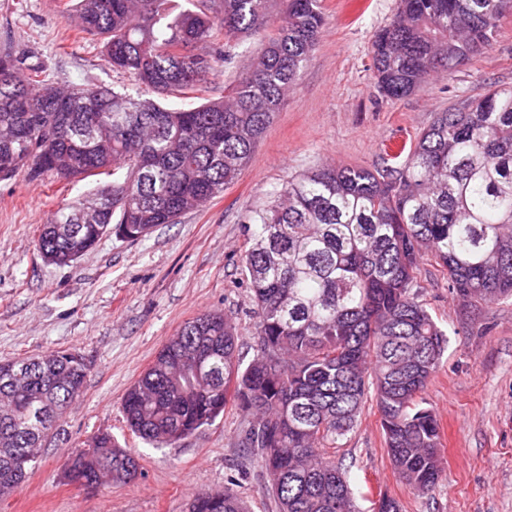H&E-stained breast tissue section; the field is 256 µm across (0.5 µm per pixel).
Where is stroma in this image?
Instances as JSON below:
<instances>
[{
    "instance_id": "obj_1",
    "label": "stroma",
    "mask_w": 512,
    "mask_h": 512,
    "mask_svg": "<svg viewBox=\"0 0 512 512\" xmlns=\"http://www.w3.org/2000/svg\"><path fill=\"white\" fill-rule=\"evenodd\" d=\"M64 0H0V50L35 53L61 85H112L101 45L61 13ZM326 25L237 182L145 238L116 234L66 266L42 260L35 242L55 212L92 190L95 179L0 181V359L79 352L89 366L81 397L57 421L22 488L0 512H189L202 492L233 487L252 512H278L259 464L241 451L248 420L234 406L170 446L153 447L126 426L122 399L171 336L213 309L232 316L239 352L251 360L255 319L242 273L244 217L289 177L317 166L376 168L392 143L414 142L439 113L487 89L512 87V15L491 46L411 95L375 87L370 47L398 0H321ZM265 39L238 47L199 99L223 95ZM422 298L448 348L422 394L442 428L443 471L421 495L399 481L380 415L367 400L336 457L349 469L361 512L379 493L402 512H512V299L464 308L432 256L420 261ZM111 433L134 451L141 473L94 490L64 476V462L94 435Z\"/></svg>"
}]
</instances>
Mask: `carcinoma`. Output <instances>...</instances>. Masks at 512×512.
Returning a JSON list of instances; mask_svg holds the SVG:
<instances>
[{
	"label": "carcinoma",
	"instance_id": "cac0c4a2",
	"mask_svg": "<svg viewBox=\"0 0 512 512\" xmlns=\"http://www.w3.org/2000/svg\"><path fill=\"white\" fill-rule=\"evenodd\" d=\"M512 0H399L371 42L378 91L412 94L486 49ZM69 16L100 39L117 77L143 92L60 86L34 55L0 53V181L112 176L60 208L36 248L49 264L81 257L116 231L137 240L174 224L233 184L307 62L325 23L320 0H77ZM268 34L228 93L188 107L183 97L224 69L246 38ZM242 266L250 284L253 359L237 354L232 317L183 326L126 392L127 427L172 445L210 425L231 401L249 419L242 441L278 512H357L346 470L329 454L373 395L399 480L431 491L442 433L422 393L448 344L417 274L429 251L448 288L471 306L512 297V88L443 112L410 148L379 167H317L247 210ZM216 338L207 373L188 371ZM88 367L72 352L0 360V498L17 492L53 424L80 397ZM108 433L68 457V472L103 485L139 472ZM373 512H401L379 494ZM190 512H250L236 491L201 493Z\"/></svg>",
	"mask_w": 512,
	"mask_h": 512
}]
</instances>
